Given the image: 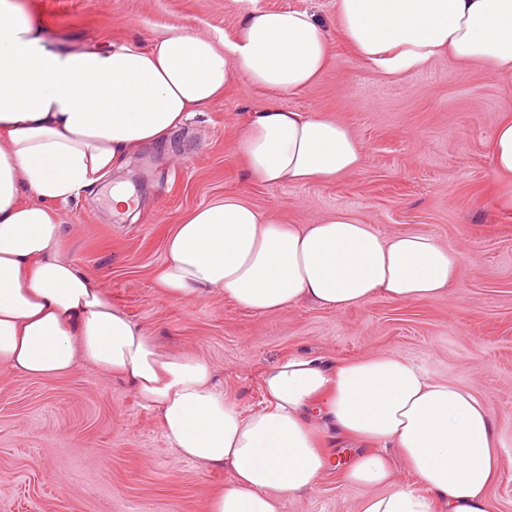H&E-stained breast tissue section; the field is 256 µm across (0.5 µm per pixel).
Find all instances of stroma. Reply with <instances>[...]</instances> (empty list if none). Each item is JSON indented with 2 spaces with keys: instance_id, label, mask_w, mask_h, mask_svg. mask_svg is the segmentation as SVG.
I'll use <instances>...</instances> for the list:
<instances>
[{
  "instance_id": "35a3bbf8",
  "label": "stroma",
  "mask_w": 512,
  "mask_h": 512,
  "mask_svg": "<svg viewBox=\"0 0 512 512\" xmlns=\"http://www.w3.org/2000/svg\"><path fill=\"white\" fill-rule=\"evenodd\" d=\"M21 2L50 38L76 47L129 39L147 47L171 26L230 38L246 10L244 0ZM254 5L305 10L329 29L334 58L321 79L290 94L234 82L174 135L173 156L140 151L121 173L142 186L136 222L85 194L54 203L62 254L161 347L211 362L225 394L247 411L263 404V371L291 354L330 365L393 355L470 389L491 411L501 454L490 512H512V212L497 203L488 150L501 116L512 114V74L444 57L387 75L355 58L338 31L336 0ZM268 103L344 124L366 149L363 167L329 184L252 182L234 138L248 113ZM227 196L292 224L343 210L385 238L425 232L461 254L462 273L420 302L378 295L342 311L302 303L258 315L219 295L169 301L155 280L169 231ZM229 481L227 470L178 457L121 380L82 364L63 377L0 375V512H207L211 493ZM365 494L331 468L314 491L285 499L282 512H360Z\"/></svg>"
}]
</instances>
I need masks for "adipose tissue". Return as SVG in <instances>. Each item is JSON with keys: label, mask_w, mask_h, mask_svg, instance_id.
I'll return each instance as SVG.
<instances>
[{"label": "adipose tissue", "mask_w": 512, "mask_h": 512, "mask_svg": "<svg viewBox=\"0 0 512 512\" xmlns=\"http://www.w3.org/2000/svg\"><path fill=\"white\" fill-rule=\"evenodd\" d=\"M336 14L354 54L383 72L447 56L512 73V0H336ZM332 59L328 29L305 11L247 9L230 40L173 26L150 47L104 49L61 45L17 0H0V373L55 377L81 362L126 381L181 458L230 472L209 512H281L284 498L313 490L335 466L331 431L354 448L344 483L371 490L361 512H488L500 456L492 416L469 389L396 356L331 368L293 354L263 372L264 403L246 412L206 358L159 346L59 254L53 202L93 190L143 147H168L234 81L292 93ZM236 143L264 185L331 183L366 159L336 119L274 104L250 114ZM489 150L510 211L511 115ZM461 270L460 255L428 233L384 238L341 210L299 227L229 196L175 225L156 282L175 303L219 294L267 314L301 302L344 310L377 295L415 302ZM395 453L418 487L393 484Z\"/></svg>", "instance_id": "obj_1"}]
</instances>
